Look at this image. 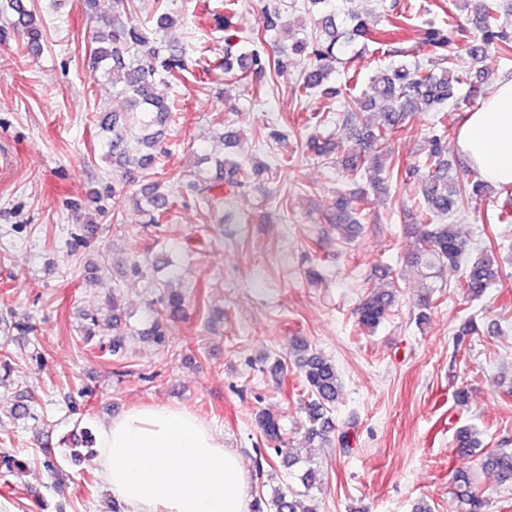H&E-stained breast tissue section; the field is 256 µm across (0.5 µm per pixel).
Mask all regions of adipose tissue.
Here are the masks:
<instances>
[{
  "label": "adipose tissue",
  "mask_w": 512,
  "mask_h": 512,
  "mask_svg": "<svg viewBox=\"0 0 512 512\" xmlns=\"http://www.w3.org/2000/svg\"><path fill=\"white\" fill-rule=\"evenodd\" d=\"M458 144L485 178L512 182V80L466 116ZM96 438V470L126 512H249L241 457L189 413L134 407Z\"/></svg>",
  "instance_id": "ef3b65f1"
}]
</instances>
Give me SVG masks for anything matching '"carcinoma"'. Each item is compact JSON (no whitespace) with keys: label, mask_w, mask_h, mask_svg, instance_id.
<instances>
[{"label":"carcinoma","mask_w":512,"mask_h":512,"mask_svg":"<svg viewBox=\"0 0 512 512\" xmlns=\"http://www.w3.org/2000/svg\"><path fill=\"white\" fill-rule=\"evenodd\" d=\"M9 8L17 15L16 26L21 29L29 51L40 50L44 39L42 26L31 8L30 0H9ZM499 0H486L479 20L477 33L463 46L456 44V33L462 26L450 21L448 31L431 28L426 41L436 51H446V60L452 61L459 52L476 63H482L497 53L512 54V32L500 14ZM316 31L312 41L300 39L292 44L296 54L314 57L313 67L303 81L296 84L295 96L303 98L328 79L331 63L355 62L350 56L343 60L339 56L358 38L386 36L387 30H372L359 16L352 15V25L346 40H341L336 25V14L331 10L319 9ZM181 47L161 38L150 42L143 36L140 27L127 9L112 12L104 28L96 31L94 47L91 50L93 63L104 68L112 85L121 87L128 95L129 112H102L98 128L109 135L108 156L112 170L121 176H131L139 170H148L155 165L161 152L164 128L172 119V106L168 100L154 91L156 80L176 78L182 70ZM241 73L258 74L269 71L277 76L284 72L285 63L279 59L264 58L256 52L242 53L236 59L224 57V72L234 68ZM470 72H451L443 69L438 73L407 62L391 60L372 77L373 95L356 102L358 111L351 113L346 122L358 118V112L380 107L383 120L374 127H364L362 141L370 146L389 140L397 132L408 113L415 111H436L453 101L460 103L466 98L456 95L455 86L467 83ZM444 144L441 138L429 143L425 155L427 174L419 184V191L425 204L422 223L415 225L416 252L413 263L427 270L444 266H458L465 251L460 227L447 222L453 213L471 198H481L493 192V184L484 179L471 182L466 189L449 174L448 164L442 159ZM185 193L203 204L213 213L219 214V223H224V184L205 175L199 170L186 176L182 183ZM142 212L148 216V223L162 224L167 219L169 195L163 191V184L152 181L141 188ZM365 197L350 193L336 200L335 212L329 223L341 231L342 238L350 239L360 230L353 215L362 210ZM499 281L496 262L488 252L469 258L466 265L464 288L468 296H481L487 288ZM165 296L154 310L153 323L146 335L158 343H165L162 330L164 321L175 318L183 312L184 294L173 288V280L162 284ZM398 290L393 285L374 287L363 298L358 307V322L365 330H374L391 313ZM127 332L121 319L112 316V340L99 346L103 354L117 355L123 348ZM291 353L300 370L302 381L311 396L304 421L305 439L321 440L329 433V411L335 407L342 390L336 364L329 358L313 352L307 341L295 336L291 341ZM262 436L267 442L282 441L281 419L278 415L263 409L256 417ZM458 452L463 457L474 456L479 441L477 431L472 427H461L456 434ZM482 468L492 471L498 483L512 486V449H498L486 453ZM452 493L458 502L460 512H487L488 501L475 486L474 475L459 469L454 476ZM299 493L289 489H276L271 499L258 497L253 503V512H318V507L309 505L299 510Z\"/></svg>","instance_id":"obj_1"}]
</instances>
